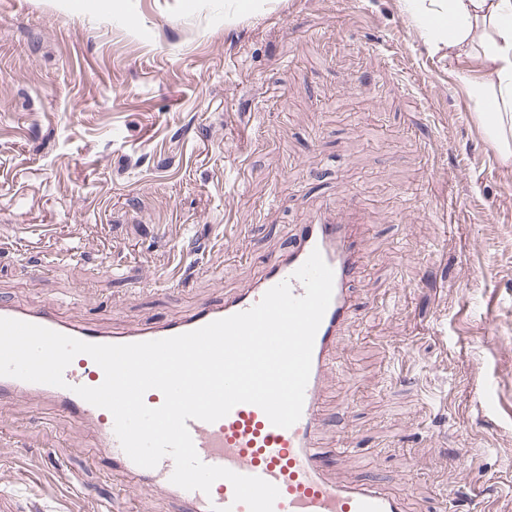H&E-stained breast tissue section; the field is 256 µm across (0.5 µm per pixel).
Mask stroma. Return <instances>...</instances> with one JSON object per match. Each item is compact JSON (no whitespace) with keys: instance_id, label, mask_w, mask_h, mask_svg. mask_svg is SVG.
Here are the masks:
<instances>
[{"instance_id":"1","label":"stroma","mask_w":512,"mask_h":512,"mask_svg":"<svg viewBox=\"0 0 512 512\" xmlns=\"http://www.w3.org/2000/svg\"><path fill=\"white\" fill-rule=\"evenodd\" d=\"M398 0H0V299L106 333L358 224L320 446L407 512H512V164ZM94 439L0 403V512H98Z\"/></svg>"}]
</instances>
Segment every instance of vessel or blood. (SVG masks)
<instances>
[{
  "label": "vessel or blood",
  "mask_w": 512,
  "mask_h": 512,
  "mask_svg": "<svg viewBox=\"0 0 512 512\" xmlns=\"http://www.w3.org/2000/svg\"><path fill=\"white\" fill-rule=\"evenodd\" d=\"M358 231V225L345 222L338 213L319 214L311 223L302 225L292 248L270 260L261 278L249 288L222 302L197 307L189 314L113 336L90 325L62 320L54 307L42 300L26 306L0 302V317L38 324L90 343L126 344L163 339L247 311L267 290L284 281L289 282L293 295H304L303 284L293 274L312 251H320L334 273L333 295L315 336L300 420L289 428L277 427L260 407L244 403L216 422L191 419L187 426L204 463L258 476L276 485L280 496L273 512H406L403 495L387 491L372 481L341 482L333 478L317 448L322 428L321 392L333 372L341 331L353 314L349 285L363 261ZM64 379L66 385L61 388L0 377V401L24 402L38 397L87 423L98 447L104 450L101 462L106 472L131 479L141 494L157 493L176 500L182 512H249L247 505L235 502L233 487L227 480H217L207 493L187 491L170 481L174 471L171 457H164L152 469L136 465L114 433L112 414L74 392L75 386L96 387L104 380L103 370L88 355L76 356L66 368Z\"/></svg>",
  "instance_id": "1"
}]
</instances>
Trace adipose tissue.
Here are the masks:
<instances>
[{
  "instance_id": "obj_1",
  "label": "adipose tissue",
  "mask_w": 512,
  "mask_h": 512,
  "mask_svg": "<svg viewBox=\"0 0 512 512\" xmlns=\"http://www.w3.org/2000/svg\"><path fill=\"white\" fill-rule=\"evenodd\" d=\"M429 44L476 69L469 92L503 163H512V0H400Z\"/></svg>"
}]
</instances>
